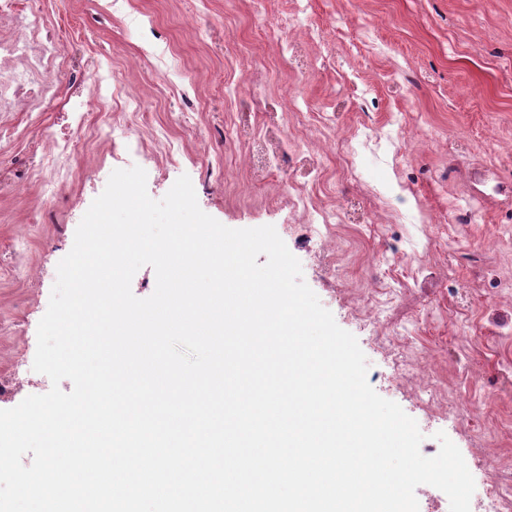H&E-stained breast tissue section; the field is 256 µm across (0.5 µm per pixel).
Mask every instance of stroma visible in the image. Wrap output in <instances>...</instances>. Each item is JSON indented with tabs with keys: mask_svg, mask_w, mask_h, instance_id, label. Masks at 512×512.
<instances>
[{
	"mask_svg": "<svg viewBox=\"0 0 512 512\" xmlns=\"http://www.w3.org/2000/svg\"><path fill=\"white\" fill-rule=\"evenodd\" d=\"M53 33L109 83L127 107L93 114V133L120 122L145 133L157 155L147 191L161 199L188 175L199 207L234 228L274 226L300 261L302 276L368 361L367 380L416 420L423 447L437 432L456 444L475 483L512 477V0H309L316 32L304 76L281 61L272 33L255 21L253 0H44ZM198 29L183 39L182 21ZM168 75L154 102L129 103V90ZM296 88L303 112L270 111ZM198 109L176 108L182 96ZM247 102L252 130L236 125ZM355 147L350 167L329 151L310 169L304 144L319 118ZM20 138L0 142V410L33 395L14 386L33 376L37 326L57 265L110 177L109 158L93 147L56 161L40 126L64 127L66 112H14ZM385 138L362 147L365 124ZM209 130L205 148L192 140ZM180 167H171L169 158ZM51 175V198L32 173ZM310 210L334 204L328 254L314 225L302 222L294 188ZM473 203L472 221H454ZM374 326L362 319L372 307ZM421 361L402 377L387 346ZM437 383L426 407L419 392ZM465 393L476 411L448 418L449 396ZM491 437L493 472L477 459Z\"/></svg>",
	"mask_w": 512,
	"mask_h": 512,
	"instance_id": "1",
	"label": "stroma"
}]
</instances>
